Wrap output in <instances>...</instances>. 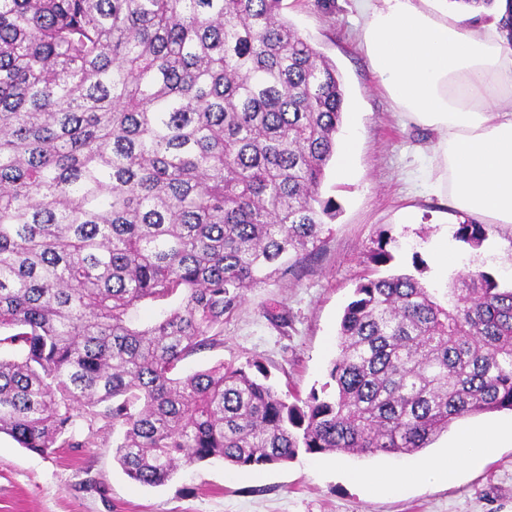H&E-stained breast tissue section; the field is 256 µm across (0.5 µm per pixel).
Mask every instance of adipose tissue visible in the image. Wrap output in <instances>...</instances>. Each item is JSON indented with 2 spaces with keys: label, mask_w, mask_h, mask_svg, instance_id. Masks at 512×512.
<instances>
[{
  "label": "adipose tissue",
  "mask_w": 512,
  "mask_h": 512,
  "mask_svg": "<svg viewBox=\"0 0 512 512\" xmlns=\"http://www.w3.org/2000/svg\"><path fill=\"white\" fill-rule=\"evenodd\" d=\"M471 23L448 0H357L362 44L389 97L412 124L434 135L432 185L459 210L487 224H512V41L502 21ZM512 442V427L461 431L447 464L361 473L393 493L426 477L448 480L453 463Z\"/></svg>",
  "instance_id": "1"
}]
</instances>
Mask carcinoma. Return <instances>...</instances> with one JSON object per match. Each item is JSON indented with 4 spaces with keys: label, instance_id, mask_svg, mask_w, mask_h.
I'll use <instances>...</instances> for the list:
<instances>
[{
    "label": "carcinoma",
    "instance_id": "carcinoma-1",
    "mask_svg": "<svg viewBox=\"0 0 512 512\" xmlns=\"http://www.w3.org/2000/svg\"><path fill=\"white\" fill-rule=\"evenodd\" d=\"M344 102L281 0H0V434L48 455L109 430L128 478L160 486L301 449L413 455L512 411V288L478 268L442 292L360 283L332 393L290 402L257 362L180 374L317 251ZM456 238L479 247L486 227ZM387 245L368 260L390 264ZM263 316L288 327L277 302Z\"/></svg>",
    "mask_w": 512,
    "mask_h": 512
}]
</instances>
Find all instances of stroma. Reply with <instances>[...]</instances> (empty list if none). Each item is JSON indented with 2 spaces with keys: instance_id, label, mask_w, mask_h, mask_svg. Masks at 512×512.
Masks as SVG:
<instances>
[{
  "instance_id": "1",
  "label": "stroma",
  "mask_w": 512,
  "mask_h": 512,
  "mask_svg": "<svg viewBox=\"0 0 512 512\" xmlns=\"http://www.w3.org/2000/svg\"><path fill=\"white\" fill-rule=\"evenodd\" d=\"M282 14L335 64L345 91L344 123L356 125L354 169L339 178L329 163L322 198L333 199L323 242L282 286L248 293L238 314L224 324V346L205 350L182 365L190 372L224 360L257 361L272 382L306 398L328 379L337 353V328L357 285L392 273H418L432 288L447 287L437 273L430 244L437 235L462 268L491 273L512 287V225L491 224L479 248L459 242L456 231L468 215L431 188L427 169L431 135L395 110L360 45L352 0H282ZM390 237V265L368 255L380 237ZM278 297L287 329L262 315ZM452 432L406 458L357 459L336 453L298 456L257 471L205 462L180 470L158 487L131 481L113 459L112 435L101 432L91 448H60L40 455L0 435V512H512V445L464 465L450 483H420L396 493L352 484L356 470L445 458Z\"/></svg>"
}]
</instances>
